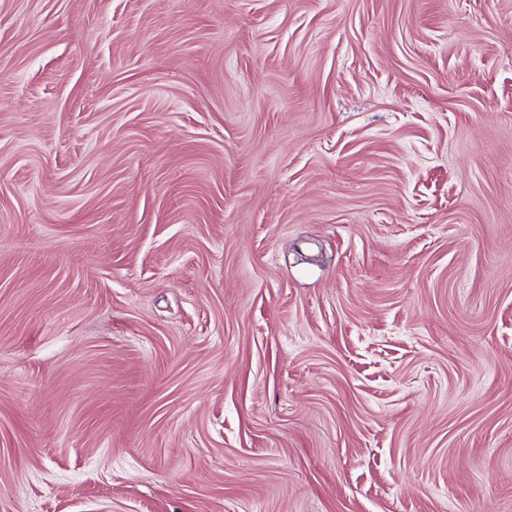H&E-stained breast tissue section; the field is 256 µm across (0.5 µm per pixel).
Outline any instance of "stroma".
Segmentation results:
<instances>
[{
    "mask_svg": "<svg viewBox=\"0 0 512 512\" xmlns=\"http://www.w3.org/2000/svg\"><path fill=\"white\" fill-rule=\"evenodd\" d=\"M0 512H512V0H0Z\"/></svg>",
    "mask_w": 512,
    "mask_h": 512,
    "instance_id": "1",
    "label": "stroma"
}]
</instances>
